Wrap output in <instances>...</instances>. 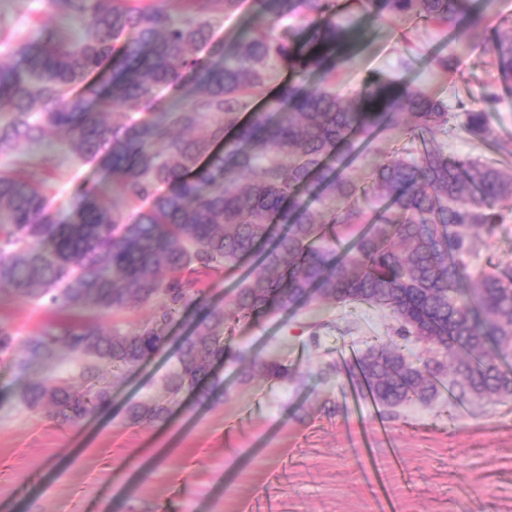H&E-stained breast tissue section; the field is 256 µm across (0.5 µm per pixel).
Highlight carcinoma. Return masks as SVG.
Returning a JSON list of instances; mask_svg holds the SVG:
<instances>
[{
    "instance_id": "1",
    "label": "carcinoma",
    "mask_w": 512,
    "mask_h": 512,
    "mask_svg": "<svg viewBox=\"0 0 512 512\" xmlns=\"http://www.w3.org/2000/svg\"><path fill=\"white\" fill-rule=\"evenodd\" d=\"M76 33L51 29L34 46L13 41L18 60L0 65V157L53 138L108 181L79 190L67 215L43 189L44 156L0 169V292L42 303L66 319L18 339L0 319V360L65 367L17 394L20 405L76 425L111 404L113 377L166 346V329L193 304L204 312L163 378L167 400L137 403L133 423L161 420L183 393L206 396L214 366L229 353L224 329L313 301L391 310L401 335L430 344L414 364L396 346L368 348L355 381L376 403L427 402L448 357L460 396L512 393V273L473 278L453 254L475 247L473 231L512 211V172L452 155L436 143L450 120L472 138L491 137L495 92L457 114L427 89L369 77L346 99L327 84L290 78L246 122L241 113L268 72L284 64L327 78L351 61L366 31L342 19L336 0H257V28L233 45L215 23L238 0H186L174 15L151 0H49ZM353 8L441 27L448 46L489 48L496 81L512 83V23H488L479 0H353ZM292 19L297 45L265 28ZM449 70L453 53L431 51ZM119 105L126 121L106 115ZM404 131L420 149L378 159L370 181L349 176L357 152ZM150 206L126 223L124 209ZM253 259L229 307L207 303L205 277ZM149 306L134 332L100 320ZM286 381L288 365L259 362Z\"/></svg>"
}]
</instances>
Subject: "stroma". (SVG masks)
<instances>
[{"label": "stroma", "mask_w": 512, "mask_h": 512, "mask_svg": "<svg viewBox=\"0 0 512 512\" xmlns=\"http://www.w3.org/2000/svg\"><path fill=\"white\" fill-rule=\"evenodd\" d=\"M57 22L47 0H0V64L13 61L8 36L36 44ZM372 28L332 83L343 97L375 73L427 87L452 112L485 95L484 46L460 47L443 72L421 62L445 43L438 27L387 15ZM496 94L491 140H473L453 123L437 139L449 152L512 171V85ZM99 177L62 153L46 173L61 206ZM459 261L473 276L512 271V215L480 230ZM0 315L22 338L58 317L13 297L0 299ZM198 316L189 307L169 331L172 343L117 378L110 408L77 427L17 401L48 365L22 374L0 362V512H378L385 495L397 512H512V394L453 407L442 395L373 412L355 405L345 351L384 341L402 344L416 364L430 357L421 343L401 340L389 310L367 304L313 303L228 326L230 355L210 400L186 394L170 403L166 420L129 424L131 405L160 398L177 342ZM274 354L291 369L288 381L258 370L257 360ZM379 421L390 439L374 434Z\"/></svg>", "instance_id": "obj_1"}]
</instances>
